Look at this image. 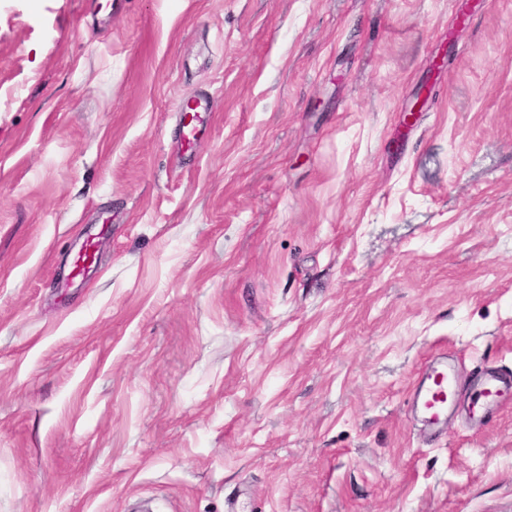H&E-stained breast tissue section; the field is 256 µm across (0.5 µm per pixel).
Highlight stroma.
<instances>
[{
    "label": "stroma",
    "mask_w": 512,
    "mask_h": 512,
    "mask_svg": "<svg viewBox=\"0 0 512 512\" xmlns=\"http://www.w3.org/2000/svg\"><path fill=\"white\" fill-rule=\"evenodd\" d=\"M459 10L0 0V512H512V407L410 409L512 373V0ZM213 98L209 94H202L188 105L192 119L184 123L181 129L183 143L189 148L205 132V117L212 111ZM423 385L415 401L426 415L430 426L446 425L448 408L454 403L457 388L448 366L426 365L422 371Z\"/></svg>",
    "instance_id": "1"
}]
</instances>
